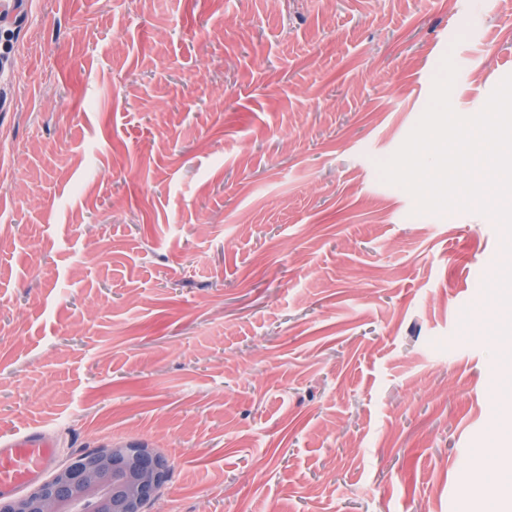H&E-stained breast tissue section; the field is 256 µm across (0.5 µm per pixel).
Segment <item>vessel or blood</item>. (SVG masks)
Here are the masks:
<instances>
[{"mask_svg": "<svg viewBox=\"0 0 512 512\" xmlns=\"http://www.w3.org/2000/svg\"><path fill=\"white\" fill-rule=\"evenodd\" d=\"M57 461L56 445L40 429L0 441V496L41 480Z\"/></svg>", "mask_w": 512, "mask_h": 512, "instance_id": "obj_1", "label": "vessel or blood"}]
</instances>
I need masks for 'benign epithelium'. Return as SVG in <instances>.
<instances>
[{"label": "benign epithelium", "instance_id": "obj_1", "mask_svg": "<svg viewBox=\"0 0 512 512\" xmlns=\"http://www.w3.org/2000/svg\"><path fill=\"white\" fill-rule=\"evenodd\" d=\"M168 477L167 462L143 445L81 453L28 492L0 501V512H143Z\"/></svg>", "mask_w": 512, "mask_h": 512}]
</instances>
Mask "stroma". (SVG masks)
<instances>
[{
	"mask_svg": "<svg viewBox=\"0 0 512 512\" xmlns=\"http://www.w3.org/2000/svg\"><path fill=\"white\" fill-rule=\"evenodd\" d=\"M0 36V436L153 448L149 512H495L502 233L377 164L444 55L463 116L512 74V0H8Z\"/></svg>",
	"mask_w": 512,
	"mask_h": 512,
	"instance_id": "35a3bbf8",
	"label": "stroma"
}]
</instances>
